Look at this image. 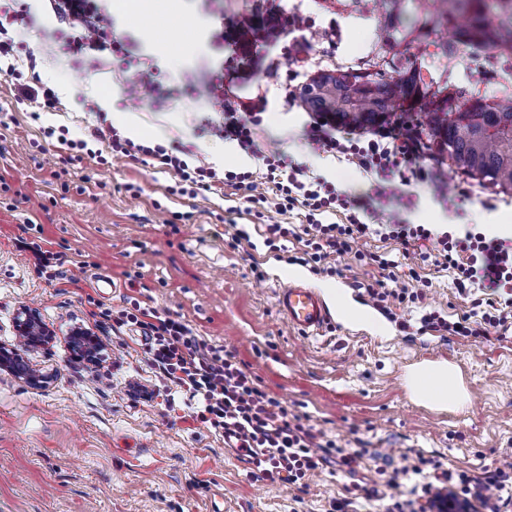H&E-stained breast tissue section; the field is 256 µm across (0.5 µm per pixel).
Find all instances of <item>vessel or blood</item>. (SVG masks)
Returning a JSON list of instances; mask_svg holds the SVG:
<instances>
[{
  "mask_svg": "<svg viewBox=\"0 0 512 512\" xmlns=\"http://www.w3.org/2000/svg\"><path fill=\"white\" fill-rule=\"evenodd\" d=\"M278 308L288 323L300 333L311 335L326 324L344 319L350 324L361 325L369 322L370 316L365 304L359 298L348 296L343 291L329 294L307 287L299 274L289 273L287 288L277 296ZM434 365L421 368L413 379V385L427 400L443 401L446 392L436 386L432 375Z\"/></svg>",
  "mask_w": 512,
  "mask_h": 512,
  "instance_id": "vessel-or-blood-1",
  "label": "vessel or blood"
}]
</instances>
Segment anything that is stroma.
<instances>
[{
  "instance_id": "obj_1",
  "label": "stroma",
  "mask_w": 512,
  "mask_h": 512,
  "mask_svg": "<svg viewBox=\"0 0 512 512\" xmlns=\"http://www.w3.org/2000/svg\"><path fill=\"white\" fill-rule=\"evenodd\" d=\"M35 24L24 40L39 59L14 65L24 78L39 75L59 94V111L32 120L29 104L17 102L9 77L0 74V343L16 338L13 318L23 306L39 312L56 332L55 341L29 351L32 364L52 372L43 390L0 371V512H327L332 500L361 486L379 499L358 498L350 512H381L379 500L398 496L388 484L394 471L417 454L456 473L483 476L512 448V305L503 324L485 340L421 331L419 319L435 309L449 321L475 312L488 291L461 294L448 271L413 261L427 281L425 299L398 309L396 319L374 311L361 330L332 322L306 337L289 326L277 306L285 262L264 244L268 224L299 228L300 211L283 213L273 202L249 203L230 189L175 196L171 173L155 159L110 158L108 164L72 157L47 126H66L73 139L85 137L95 103L122 132L144 128L138 143L171 146L191 141L205 162L219 170L253 171L258 163L236 144L210 136L208 122L220 120L221 106L205 87L224 76L230 96L262 97L265 114L258 135L261 151L275 153L336 189L368 201L377 212H399L411 224H453V206L465 201L467 223L495 217L501 236L512 235V195L495 192L427 157L439 180L410 181L400 193L381 196L376 182L354 166L319 152L308 136L312 121L298 93L321 69L351 67L381 50L382 16L376 0H268V8L305 20L280 44L259 49L258 65L230 62L213 36L221 25L250 17L254 0H151L149 14H113L116 36L135 41L131 63L80 67L51 43L55 26L39 0H15ZM281 65L270 82L262 67ZM433 75L448 74L458 85L495 94L502 73L485 56L463 48L430 60ZM193 73L198 95L171 99L155 108L129 98L132 82L150 78L171 85ZM139 186L132 196L129 185ZM50 242L67 261L58 279L38 278L20 251L23 225ZM250 244L234 245L235 228ZM339 272L300 271L324 290L358 293L379 277L376 265L353 255L332 258ZM264 270L256 279L253 265ZM155 306L181 315L198 334L236 352L290 413L351 449H364L359 467L328 466L305 485L278 487L256 480L223 437L193 421L185 409L133 397L130 387L158 388L146 362L140 332L89 319L86 296L105 306L123 305L133 291L127 274ZM85 325L105 346V366L77 363L67 333ZM440 358L457 378L447 403L426 401L406 380L410 363Z\"/></svg>"
}]
</instances>
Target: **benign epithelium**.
I'll list each match as a JSON object with an SVG mask.
<instances>
[{
	"instance_id": "7a95c632",
	"label": "benign epithelium",
	"mask_w": 512,
	"mask_h": 512,
	"mask_svg": "<svg viewBox=\"0 0 512 512\" xmlns=\"http://www.w3.org/2000/svg\"><path fill=\"white\" fill-rule=\"evenodd\" d=\"M14 332L23 348L0 344V369L26 380L35 389L49 387L51 373L33 366L26 352L50 344L54 339L52 330L42 322L36 311L23 307L15 317ZM69 342L76 359L91 367L102 357L103 346L99 338L85 328L74 329Z\"/></svg>"
}]
</instances>
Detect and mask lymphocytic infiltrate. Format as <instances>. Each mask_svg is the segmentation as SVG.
<instances>
[{
	"instance_id": "lymphocytic-infiltrate-1",
	"label": "lymphocytic infiltrate",
	"mask_w": 512,
	"mask_h": 512,
	"mask_svg": "<svg viewBox=\"0 0 512 512\" xmlns=\"http://www.w3.org/2000/svg\"><path fill=\"white\" fill-rule=\"evenodd\" d=\"M46 7L57 22L54 38L76 63L95 62L104 53L130 54L131 44L114 35L112 17L97 0H46ZM33 23V15L14 9L8 0H0V58L23 50L24 45L17 42L16 36ZM288 24L298 28L302 20L297 16L285 20L279 13L261 9L217 33L215 44L231 45L235 58L251 63L259 45L281 41ZM262 110L258 102L225 101L222 121L209 128L212 135L235 141L241 151L256 159L259 169L255 172H220L208 164L194 163L195 152L189 145L167 148L135 143L102 117L82 139L70 138L64 127H48L43 134L56 137L68 150L88 155L101 165L107 162L97 149L101 143L115 156L134 161L143 156L156 159L173 174L175 184L170 191L174 194L194 196L202 190L228 186L251 203L270 199L280 211L302 210L305 247L290 261L312 265L315 273L335 274L330 257L351 253L358 239L374 233L396 241L406 252L418 242H430L431 252L420 253V260H433L435 265L449 270L452 286L458 292L474 287L512 292V239L490 236L474 228L461 235L448 230L437 232L422 224L406 223L396 212L382 217L377 226L366 224L359 217L365 208L361 200L337 191L324 178L305 177L302 168L286 164L278 155L263 154L257 143ZM310 139L322 153L378 176L383 193L393 191V177L425 181L432 176L424 163L427 146L422 134L409 122L381 120L367 132L350 128L340 133L333 114L318 112L311 124ZM337 212L344 214V223H325L326 214ZM376 263L383 278L366 285L364 292L379 310L389 315L394 308L424 300L422 288L397 274L395 261L380 257ZM86 302L98 315L113 316L117 325L137 328L148 336L147 363L165 382L163 403L174 406L176 395H185L191 418L229 439L257 479L292 486L328 464L349 468L361 459V452L344 451L335 440L317 438L300 418H289L287 410L260 388L232 351L197 336L180 316L135 297L128 298L126 307L114 313L94 297H87ZM420 323L425 331L485 339L492 328L502 325L503 317L486 310L479 318L466 316L451 323L439 311L432 310L422 315ZM403 473L421 477L420 490L430 499L446 489L456 499L478 501L486 512H504L512 506V495L493 498L486 494L487 487L498 485L503 477L500 469L487 483L475 485L466 473L452 474L443 469L441 462L420 454L404 467Z\"/></svg>"
}]
</instances>
